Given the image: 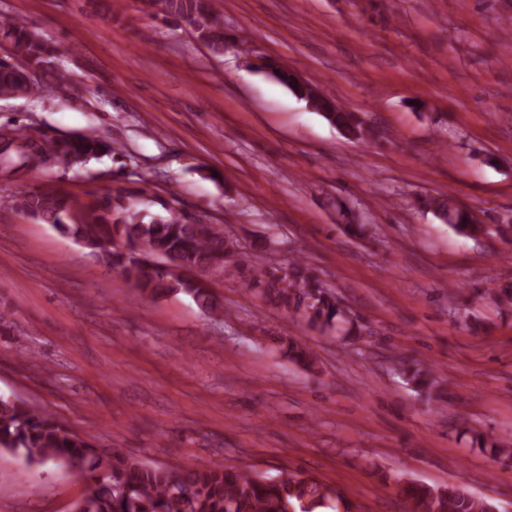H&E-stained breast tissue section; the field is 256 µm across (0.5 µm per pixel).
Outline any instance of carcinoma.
<instances>
[{
  "mask_svg": "<svg viewBox=\"0 0 512 512\" xmlns=\"http://www.w3.org/2000/svg\"><path fill=\"white\" fill-rule=\"evenodd\" d=\"M166 11L193 27L197 37L212 53L224 52L223 14L215 12L208 0H163ZM9 45L0 58V97L34 96L40 91L30 70L12 63L22 56L36 64L55 57L49 46L22 20L0 23V41ZM278 81L299 97L311 102L341 133L364 140L369 136L354 112L335 110L336 100L312 83L299 84L286 67ZM118 152L108 141L83 136L76 142L50 138L27 126L0 127V179L11 184L31 170L80 166L90 158ZM4 204L23 210L34 220L51 224L73 236L98 259L118 271L138 292L157 298L171 293L190 296L205 312L224 314L223 306L208 282L198 278L203 271L247 273L251 288L279 309L308 318L324 326L344 319L333 296L307 266L297 260L277 267L259 264L248 255L224 258L233 242L210 224H189L181 210L148 216L132 199L120 193L95 196L87 201L47 186L41 191L16 190ZM424 206L457 233L477 240L496 237L512 242V224H480L472 213L449 195L429 197ZM142 244L148 255L162 262L138 261L120 249ZM288 358L308 369L315 358L288 342ZM405 380L421 394L436 389L429 367L398 361ZM480 447L501 457L512 458V448L501 441L478 438ZM0 450L8 451L31 465L74 466L91 481L90 493L78 504L80 512H315L320 507L351 512L344 496L333 486L314 477L300 479L284 473L273 479L243 468L209 462L179 470L135 460L120 448L99 452L92 438L66 424L32 409L21 401L0 397ZM399 494L410 502L412 512H492L495 505L478 498L464 487L435 488L413 481L399 486Z\"/></svg>",
  "mask_w": 512,
  "mask_h": 512,
  "instance_id": "obj_1",
  "label": "carcinoma"
}]
</instances>
